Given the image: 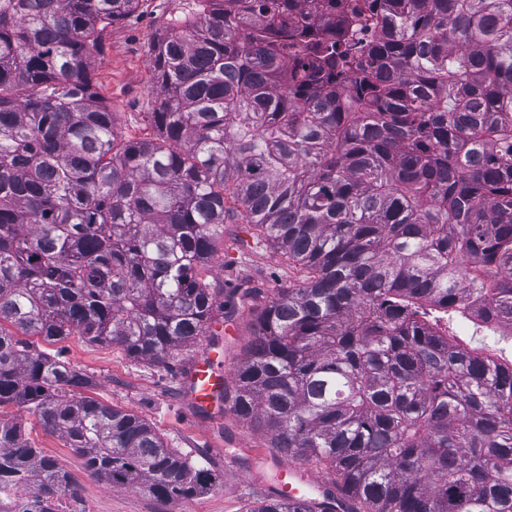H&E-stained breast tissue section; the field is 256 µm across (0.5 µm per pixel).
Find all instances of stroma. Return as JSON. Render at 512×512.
<instances>
[{"label":"stroma","mask_w":512,"mask_h":512,"mask_svg":"<svg viewBox=\"0 0 512 512\" xmlns=\"http://www.w3.org/2000/svg\"><path fill=\"white\" fill-rule=\"evenodd\" d=\"M189 9L190 0H140L134 14L112 27L94 58L101 98L115 112L117 127L126 137L140 138L149 132L144 121L154 103L149 47L171 17ZM213 272L225 289L234 290V302L209 334L177 350L169 367L128 358L118 347L79 336L55 343L34 338L37 349L60 355L91 378L88 395L144 418L168 447L219 476L212 490L185 499L158 500L135 487L113 488L90 476L83 458L66 448L60 437L46 432L25 408L7 406V413L24 420L31 443L68 473L91 512H245L274 490V477L284 458L271 448L268 437L227 407L217 415L191 413L181 378L209 346L219 344L224 349V386L232 388L258 309L278 289L298 285L302 273L280 252L257 244L252 225L238 220L224 226V246L213 261Z\"/></svg>","instance_id":"35a3bbf8"}]
</instances>
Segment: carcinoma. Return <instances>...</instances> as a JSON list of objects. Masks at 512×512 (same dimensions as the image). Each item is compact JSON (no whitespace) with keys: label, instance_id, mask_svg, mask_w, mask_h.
<instances>
[{"label":"carcinoma","instance_id":"obj_1","mask_svg":"<svg viewBox=\"0 0 512 512\" xmlns=\"http://www.w3.org/2000/svg\"><path fill=\"white\" fill-rule=\"evenodd\" d=\"M140 0H0V407L94 477L160 499L214 486L143 418L13 333L82 336L166 367L224 315L209 280L242 216L303 271L256 314L232 409L331 472L298 508L512 512V0H193L150 47L152 133L128 139L95 53ZM371 16L379 38L351 26ZM78 491L0 410V494ZM448 335H459L463 346L485 347L489 352L505 359H512V339L510 342L497 341L498 336L485 331H475L472 325H461L457 321H446Z\"/></svg>","mask_w":512,"mask_h":512}]
</instances>
